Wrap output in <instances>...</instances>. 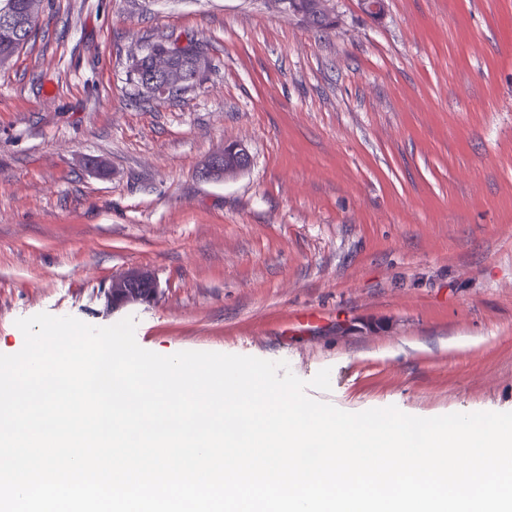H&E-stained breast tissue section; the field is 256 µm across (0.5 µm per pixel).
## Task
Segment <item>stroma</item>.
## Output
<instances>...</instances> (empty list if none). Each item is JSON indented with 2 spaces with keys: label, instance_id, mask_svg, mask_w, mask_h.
Returning <instances> with one entry per match:
<instances>
[{
  "label": "stroma",
  "instance_id": "1",
  "mask_svg": "<svg viewBox=\"0 0 512 512\" xmlns=\"http://www.w3.org/2000/svg\"><path fill=\"white\" fill-rule=\"evenodd\" d=\"M44 0L0 67V353L17 319L287 362L351 413L512 411V0ZM209 67L144 97L132 57ZM243 172L202 178L225 144ZM150 272L147 302L114 277ZM315 312L312 325L294 324Z\"/></svg>",
  "mask_w": 512,
  "mask_h": 512
}]
</instances>
